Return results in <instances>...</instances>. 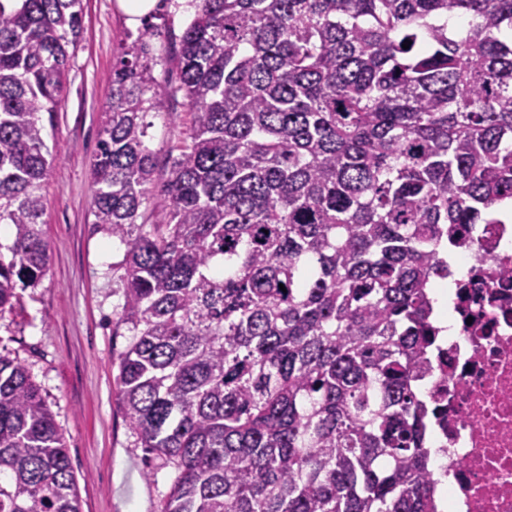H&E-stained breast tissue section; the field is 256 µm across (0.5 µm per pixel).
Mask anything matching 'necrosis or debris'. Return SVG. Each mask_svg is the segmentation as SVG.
I'll use <instances>...</instances> for the list:
<instances>
[{
	"mask_svg": "<svg viewBox=\"0 0 512 512\" xmlns=\"http://www.w3.org/2000/svg\"><path fill=\"white\" fill-rule=\"evenodd\" d=\"M451 262L456 333L422 379L439 406L442 496L448 512H512V223L471 225Z\"/></svg>",
	"mask_w": 512,
	"mask_h": 512,
	"instance_id": "necrosis-or-debris-1",
	"label": "necrosis or debris"
}]
</instances>
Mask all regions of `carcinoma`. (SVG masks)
<instances>
[{
	"mask_svg": "<svg viewBox=\"0 0 512 512\" xmlns=\"http://www.w3.org/2000/svg\"><path fill=\"white\" fill-rule=\"evenodd\" d=\"M187 7L166 223L143 206L170 89L141 37L90 166L126 247L119 400L175 469L159 512H438L412 379L444 254L512 200V0ZM81 27L82 0H0V314L48 271L47 128ZM0 512H81L40 386L2 355Z\"/></svg>",
	"mask_w": 512,
	"mask_h": 512,
	"instance_id": "cac0c4a2",
	"label": "carcinoma"
}]
</instances>
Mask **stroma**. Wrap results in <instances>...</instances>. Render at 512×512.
Wrapping results in <instances>:
<instances>
[{"label": "stroma", "instance_id": "35a3bbf8", "mask_svg": "<svg viewBox=\"0 0 512 512\" xmlns=\"http://www.w3.org/2000/svg\"><path fill=\"white\" fill-rule=\"evenodd\" d=\"M186 10V0H160L153 14L132 27L116 0H83L65 104L47 136L53 164L40 222L50 247L49 271L38 287L23 290L21 313L0 315V352L25 363L40 385L64 437L81 512H158L174 477L172 465L147 457L117 405L118 356L129 342L115 333L125 248L92 222L89 172L111 101L107 77L123 43L147 34L152 75L178 86ZM146 120L161 183L145 217L161 224L169 209L162 186L168 160L193 115L178 95L156 104Z\"/></svg>", "mask_w": 512, "mask_h": 512}]
</instances>
